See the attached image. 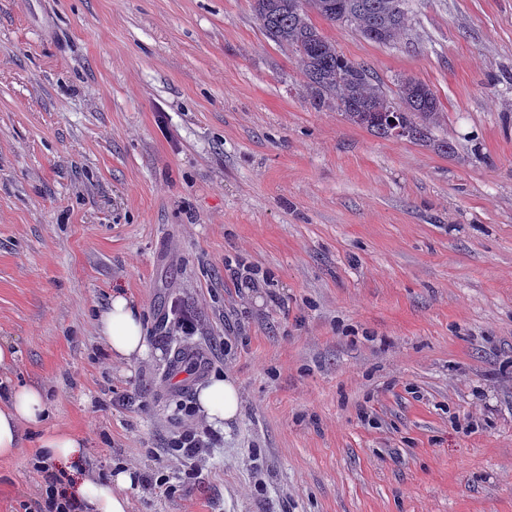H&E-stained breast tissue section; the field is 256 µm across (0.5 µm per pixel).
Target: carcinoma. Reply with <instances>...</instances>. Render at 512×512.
I'll list each match as a JSON object with an SVG mask.
<instances>
[{"label": "carcinoma", "mask_w": 512, "mask_h": 512, "mask_svg": "<svg viewBox=\"0 0 512 512\" xmlns=\"http://www.w3.org/2000/svg\"><path fill=\"white\" fill-rule=\"evenodd\" d=\"M253 8L267 37L296 54L315 109L334 108L383 138L429 140L442 116L434 91L402 77L397 99L388 97L370 68L346 59L311 19L315 14L332 24L351 25L365 38L389 44L406 28L407 0H253ZM392 103L398 111L388 114L385 109Z\"/></svg>", "instance_id": "carcinoma-1"}]
</instances>
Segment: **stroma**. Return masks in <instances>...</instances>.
Segmentation results:
<instances>
[{
	"mask_svg": "<svg viewBox=\"0 0 512 512\" xmlns=\"http://www.w3.org/2000/svg\"><path fill=\"white\" fill-rule=\"evenodd\" d=\"M408 3L387 45L314 23L387 94L430 85L447 153L314 109L253 0H0V380L47 402L0 512L51 430L91 476L168 473L185 347L240 415L130 512H512V0ZM117 289L132 363L95 327ZM97 327L112 356L127 361L148 356L140 308L122 291L112 293L108 308L98 316ZM209 368L206 355L197 349L179 354L172 363L170 375L173 384L180 390H186L192 382L202 377Z\"/></svg>",
	"mask_w": 512,
	"mask_h": 512,
	"instance_id": "1",
	"label": "stroma"
}]
</instances>
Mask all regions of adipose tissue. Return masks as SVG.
<instances>
[{
	"mask_svg": "<svg viewBox=\"0 0 512 512\" xmlns=\"http://www.w3.org/2000/svg\"><path fill=\"white\" fill-rule=\"evenodd\" d=\"M97 327L114 357L127 361L147 357L141 311L125 293H113L108 308L98 316ZM197 401L205 421L216 428L235 420L241 405L238 387L225 378L211 380L200 389ZM45 412L44 395L36 387L17 384L0 394V458L17 454L23 428L41 424ZM136 483L134 470L122 468L104 479L84 480L77 497L84 512H128L125 491Z\"/></svg>",
	"mask_w": 512,
	"mask_h": 512,
	"instance_id": "adipose-tissue-1",
	"label": "adipose tissue"
}]
</instances>
